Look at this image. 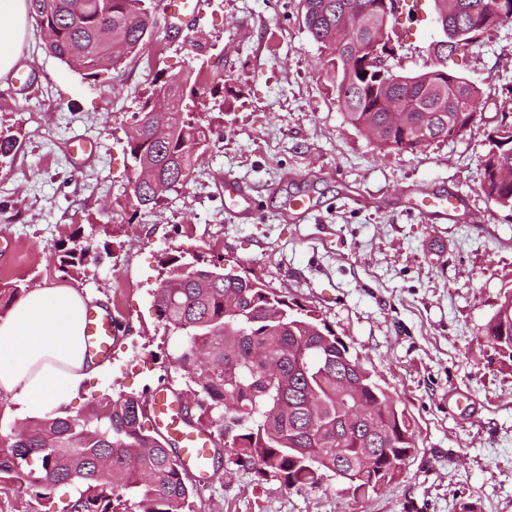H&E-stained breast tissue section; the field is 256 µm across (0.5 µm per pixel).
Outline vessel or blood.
Segmentation results:
<instances>
[{
	"instance_id": "1",
	"label": "vessel or blood",
	"mask_w": 512,
	"mask_h": 512,
	"mask_svg": "<svg viewBox=\"0 0 512 512\" xmlns=\"http://www.w3.org/2000/svg\"><path fill=\"white\" fill-rule=\"evenodd\" d=\"M224 196L233 201L238 216L251 218L256 208L251 197L234 179L224 181ZM87 346L91 353L109 356L115 340V328L110 312L89 310L85 323ZM150 415L156 426L175 434L181 443V460L189 472L198 476L209 474L213 467L210 437L204 428H182L176 416V407L165 395H157L151 405Z\"/></svg>"
}]
</instances>
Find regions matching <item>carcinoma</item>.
Wrapping results in <instances>:
<instances>
[{
    "label": "carcinoma",
    "mask_w": 512,
    "mask_h": 512,
    "mask_svg": "<svg viewBox=\"0 0 512 512\" xmlns=\"http://www.w3.org/2000/svg\"><path fill=\"white\" fill-rule=\"evenodd\" d=\"M442 17L448 33L436 53L455 51L500 24L496 10L512 12V0H454ZM303 22L322 50V69L332 79L346 121L382 150H416L457 135L478 103L465 78L433 67L386 86L360 76L355 57L369 45L372 28L349 12L351 0H301ZM46 34V49L67 68L104 83L123 58L141 52L155 28L153 0H27ZM219 86L201 82V70L166 80L131 113L126 150L152 185L131 186L133 206L154 209L184 185L197 158L224 139V130L199 116L200 99ZM394 97L411 125L395 124L379 101ZM18 137L0 128V165ZM512 125L491 136L481 160L480 186L497 206L512 210ZM58 255L59 270L80 276L101 262V247L69 237ZM165 278L155 294L158 317L180 339L178 365L185 387L172 396L189 426L213 436V459L260 482L278 480L289 489L329 488L336 467L346 479L338 490L365 498L393 482L414 449L411 420L392 395L353 359L346 343L312 309L288 302L262 281L221 261L195 253L168 255ZM485 336L512 361V294L504 297ZM359 383L360 420H345L343 379ZM151 394L119 392L92 401L85 415L32 418L0 441V482H19L47 495L70 487L57 512H199L193 476L157 431L145 428Z\"/></svg>",
    "instance_id": "1"
}]
</instances>
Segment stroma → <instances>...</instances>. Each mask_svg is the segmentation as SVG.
<instances>
[{
    "mask_svg": "<svg viewBox=\"0 0 512 512\" xmlns=\"http://www.w3.org/2000/svg\"><path fill=\"white\" fill-rule=\"evenodd\" d=\"M301 10L300 0H201L183 32L157 10L149 48L102 86L46 53L29 23L18 60L27 84L0 80V123L21 131L0 167V199L13 206L0 218V285H68L121 321L106 372L73 413L105 393L180 387L178 342L154 293L164 255L196 250L318 311L414 426L401 476L367 499L233 472L200 489L202 512H512V361L484 336L512 291V211L480 190L482 154L512 99V21L448 62L479 91L473 122L388 152L345 121ZM398 32L397 71L427 70L440 38L434 0H403ZM194 66L224 86L223 100L202 107L224 139L164 206L135 208L130 116L155 77ZM228 177L259 201V218L225 208ZM448 194L461 199L452 216L412 208ZM294 196L306 198L304 214L289 208ZM77 229L111 242L112 256L71 277L54 253ZM67 495L37 500L0 484V512H49Z\"/></svg>",
    "mask_w": 512,
    "mask_h": 512,
    "instance_id": "35a3bbf8",
    "label": "stroma"
}]
</instances>
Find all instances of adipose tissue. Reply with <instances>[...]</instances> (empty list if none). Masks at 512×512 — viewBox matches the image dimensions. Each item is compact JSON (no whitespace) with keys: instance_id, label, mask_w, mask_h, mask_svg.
Returning <instances> with one entry per match:
<instances>
[{"instance_id":"obj_1","label":"adipose tissue","mask_w":512,"mask_h":512,"mask_svg":"<svg viewBox=\"0 0 512 512\" xmlns=\"http://www.w3.org/2000/svg\"><path fill=\"white\" fill-rule=\"evenodd\" d=\"M27 35L26 0H0V79L14 69ZM89 298L68 286L28 289L0 317V399L16 414H66L102 367L84 336Z\"/></svg>"}]
</instances>
